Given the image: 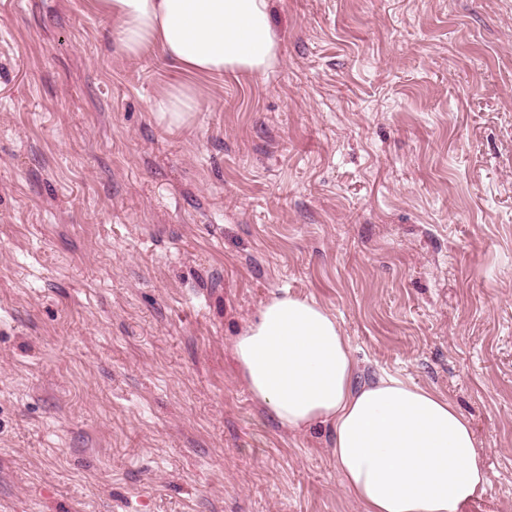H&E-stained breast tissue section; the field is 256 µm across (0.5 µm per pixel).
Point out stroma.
Here are the masks:
<instances>
[{
    "instance_id": "obj_1",
    "label": "stroma",
    "mask_w": 512,
    "mask_h": 512,
    "mask_svg": "<svg viewBox=\"0 0 512 512\" xmlns=\"http://www.w3.org/2000/svg\"><path fill=\"white\" fill-rule=\"evenodd\" d=\"M280 64L151 99L90 0H0V512H360L233 343L316 300L471 421L512 512V0H271ZM199 100L196 85L191 81L170 85L150 105L156 123L169 130H182L195 123Z\"/></svg>"
}]
</instances>
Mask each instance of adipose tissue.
Wrapping results in <instances>:
<instances>
[{"mask_svg": "<svg viewBox=\"0 0 512 512\" xmlns=\"http://www.w3.org/2000/svg\"><path fill=\"white\" fill-rule=\"evenodd\" d=\"M111 17L117 51L157 49L187 81L151 102L156 123L191 127L195 78L262 76L279 64L270 0H93ZM234 355L255 400L293 431L331 426L333 455L362 512H464L488 473L470 421L448 398L405 379L359 381L335 316L291 294L265 302Z\"/></svg>", "mask_w": 512, "mask_h": 512, "instance_id": "obj_1", "label": "adipose tissue"}]
</instances>
